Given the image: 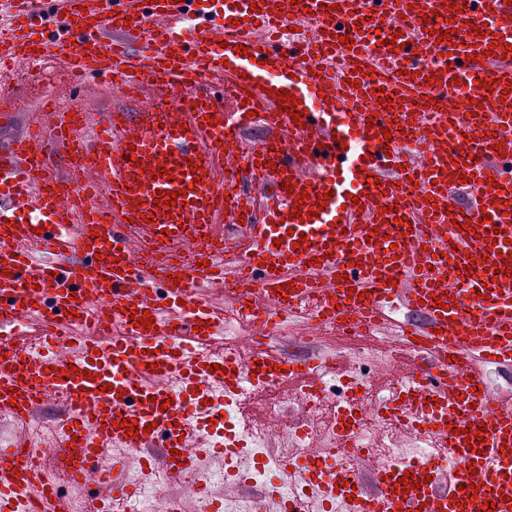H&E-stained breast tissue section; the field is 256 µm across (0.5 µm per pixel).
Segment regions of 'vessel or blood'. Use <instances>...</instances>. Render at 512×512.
<instances>
[{
	"instance_id": "b4317fda",
	"label": "vessel or blood",
	"mask_w": 512,
	"mask_h": 512,
	"mask_svg": "<svg viewBox=\"0 0 512 512\" xmlns=\"http://www.w3.org/2000/svg\"><path fill=\"white\" fill-rule=\"evenodd\" d=\"M197 2L0 0L1 124L16 66L42 55L72 77L61 94L101 78L133 105L40 112L0 151V512H72L76 492L112 512L128 490L122 458L101 464L111 448L150 449L171 487L209 456L236 483L242 444L201 448L191 411L216 389L228 405L261 384L322 391L321 364L267 343L293 310L288 285L314 295L322 327L366 338L396 308L420 317L397 328L404 370L378 406L426 451L360 481L343 463L357 438L338 426L315 458L280 463L319 512H512V399L485 373L512 369V4ZM161 193L175 205L156 207ZM228 302L247 305L259 340L216 361L198 348ZM49 408L47 439L17 432ZM438 448L460 462L446 482ZM47 457L72 491L46 480ZM304 509L281 484L254 504Z\"/></svg>"
}]
</instances>
